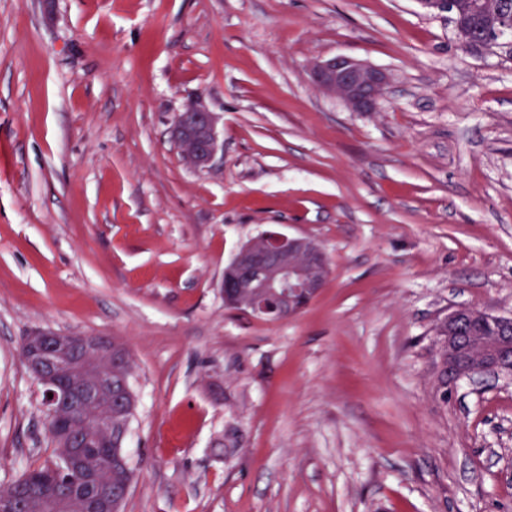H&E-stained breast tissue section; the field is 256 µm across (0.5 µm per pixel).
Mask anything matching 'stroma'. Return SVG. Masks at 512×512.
<instances>
[{
	"label": "stroma",
	"mask_w": 512,
	"mask_h": 512,
	"mask_svg": "<svg viewBox=\"0 0 512 512\" xmlns=\"http://www.w3.org/2000/svg\"><path fill=\"white\" fill-rule=\"evenodd\" d=\"M338 55L388 73L378 111L318 89ZM269 230L330 263L280 321L224 302ZM458 306L512 317V40L418 0H0V486L52 455L48 329L131 350L124 512H512V380L439 377ZM174 134L185 160L197 170L208 168L222 147L215 113L198 103L178 113Z\"/></svg>",
	"instance_id": "stroma-1"
}]
</instances>
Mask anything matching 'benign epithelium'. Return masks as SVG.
Listing matches in <instances>:
<instances>
[{
  "instance_id": "obj_1",
  "label": "benign epithelium",
  "mask_w": 512,
  "mask_h": 512,
  "mask_svg": "<svg viewBox=\"0 0 512 512\" xmlns=\"http://www.w3.org/2000/svg\"><path fill=\"white\" fill-rule=\"evenodd\" d=\"M435 14H452L453 0H419ZM474 10L495 16L501 27L511 17L496 16L495 0H476ZM316 85L341 99L355 112H374L386 96L389 76L362 61L337 56L313 67ZM175 138L185 160L195 169L210 166L221 148L215 113L198 103L178 113ZM327 256L322 246L308 238L266 231L242 245L228 263L224 297H232L249 315L282 320L302 309L322 290L327 280ZM448 325L440 342L445 380L466 379L481 384L488 378H512V318L471 306L448 311L438 321ZM21 348L34 378L43 389V406L52 438L69 446L84 441L83 433L62 416L63 402H75L93 422L95 431L124 447L129 426L112 431V417H97L89 410L92 400L112 395V357L118 354L108 336L72 335L39 330L25 337ZM53 397H48V394Z\"/></svg>"
}]
</instances>
